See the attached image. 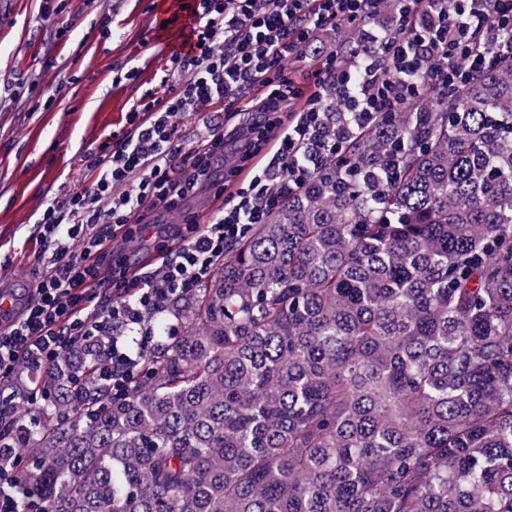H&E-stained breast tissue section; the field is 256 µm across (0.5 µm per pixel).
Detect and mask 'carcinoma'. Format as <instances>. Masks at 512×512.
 <instances>
[{
	"mask_svg": "<svg viewBox=\"0 0 512 512\" xmlns=\"http://www.w3.org/2000/svg\"><path fill=\"white\" fill-rule=\"evenodd\" d=\"M310 152L122 395L121 330L18 365L22 512H512V59L367 124L333 103ZM108 364L112 370L114 395H119L124 391L128 379L141 367L139 357H134L121 340L116 337H114L112 343V354L108 359Z\"/></svg>",
	"mask_w": 512,
	"mask_h": 512,
	"instance_id": "carcinoma-1",
	"label": "carcinoma"
}]
</instances>
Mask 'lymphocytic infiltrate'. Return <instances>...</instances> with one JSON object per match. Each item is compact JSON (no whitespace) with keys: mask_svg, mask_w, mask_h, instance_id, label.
Here are the masks:
<instances>
[{"mask_svg":"<svg viewBox=\"0 0 512 512\" xmlns=\"http://www.w3.org/2000/svg\"><path fill=\"white\" fill-rule=\"evenodd\" d=\"M380 0H198L192 52L173 51L159 78L125 115L122 136L83 156L88 184L47 202L36 219L44 244L35 285L11 323L0 329V380L19 361H55L75 336L145 327L168 300L206 284L216 264L247 227L265 221L279 194L312 174L304 147L320 128L327 101L319 88L334 84L356 121L396 111L421 82L460 89L489 63L512 57V0H397L390 28L371 35L368 62L347 70L325 40L339 22L367 23ZM482 47H475V38ZM315 62L316 93L301 111L276 119L298 97L286 76L291 64ZM266 88L243 101L246 130L225 129L218 104L242 100L253 84ZM212 106L198 141L186 142L175 120ZM243 139L244 157L272 155L247 189L228 200L208 223L183 212L200 190L224 192V138ZM181 216L172 242L158 243V267L128 273V257L113 246L143 237L157 211Z\"/></svg>","mask_w":512,"mask_h":512,"instance_id":"1","label":"lymphocytic infiltrate"}]
</instances>
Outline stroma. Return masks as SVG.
<instances>
[{
  "label": "stroma",
  "mask_w": 512,
  "mask_h": 512,
  "mask_svg": "<svg viewBox=\"0 0 512 512\" xmlns=\"http://www.w3.org/2000/svg\"><path fill=\"white\" fill-rule=\"evenodd\" d=\"M60 13L39 21L42 3ZM158 0H0V84L21 98L0 109V285L31 287L40 264L36 216L47 202L83 186L82 156L110 133L122 132L129 106L154 87L168 58L166 41L151 37L148 18ZM111 17L110 34L89 35L90 21ZM68 28L57 40L59 28ZM133 78H118L126 62ZM53 98L29 111L26 98ZM261 158L225 176L223 196L189 204L208 220L227 196L248 186Z\"/></svg>",
  "instance_id": "obj_1"
}]
</instances>
